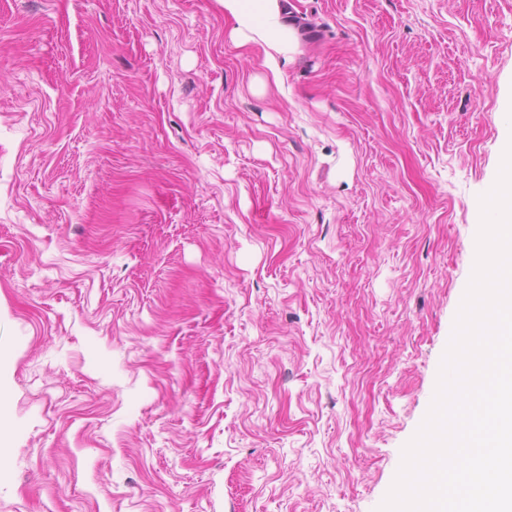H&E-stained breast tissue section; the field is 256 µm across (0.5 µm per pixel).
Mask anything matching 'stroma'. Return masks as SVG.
Masks as SVG:
<instances>
[{
  "label": "stroma",
  "mask_w": 512,
  "mask_h": 512,
  "mask_svg": "<svg viewBox=\"0 0 512 512\" xmlns=\"http://www.w3.org/2000/svg\"><path fill=\"white\" fill-rule=\"evenodd\" d=\"M0 0V512H376L504 152L512 0ZM224 8L240 23L262 30L268 45L280 42L287 17L279 0H224ZM11 401L10 386L2 378V356L0 354V472L7 470L10 456L7 454L6 439L12 437L16 431L14 422L9 417V404Z\"/></svg>",
  "instance_id": "1"
}]
</instances>
